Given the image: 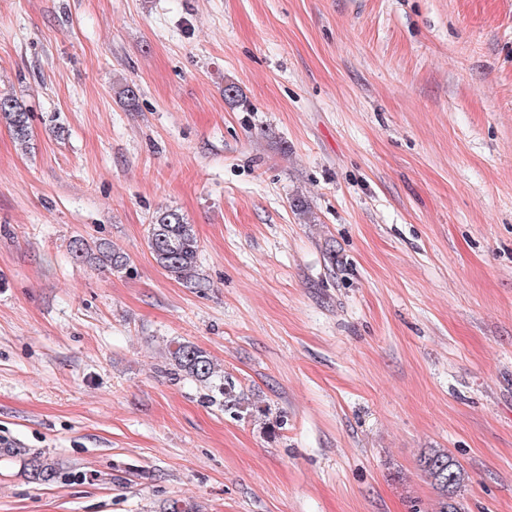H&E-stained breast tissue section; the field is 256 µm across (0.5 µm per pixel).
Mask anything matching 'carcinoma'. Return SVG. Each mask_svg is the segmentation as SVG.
Wrapping results in <instances>:
<instances>
[{"instance_id":"obj_1","label":"carcinoma","mask_w":512,"mask_h":512,"mask_svg":"<svg viewBox=\"0 0 512 512\" xmlns=\"http://www.w3.org/2000/svg\"><path fill=\"white\" fill-rule=\"evenodd\" d=\"M120 103L129 111L139 106L140 90L137 85L125 83L117 91ZM0 119L4 120L20 143L29 136L30 113L11 96H0ZM148 247L156 264L171 278L191 282L195 278L199 243L193 225L176 208L156 211L150 224ZM75 258L94 260L102 268L120 270L127 265L124 253L105 243L90 246L83 240L74 242ZM177 371L199 382L209 383L217 376V366L210 355L190 342H179L170 352ZM419 467L438 493V512H465L458 500L465 480L463 469L441 448L422 452ZM60 471L59 462L48 457L35 456L28 462L29 478L50 484Z\"/></svg>"}]
</instances>
